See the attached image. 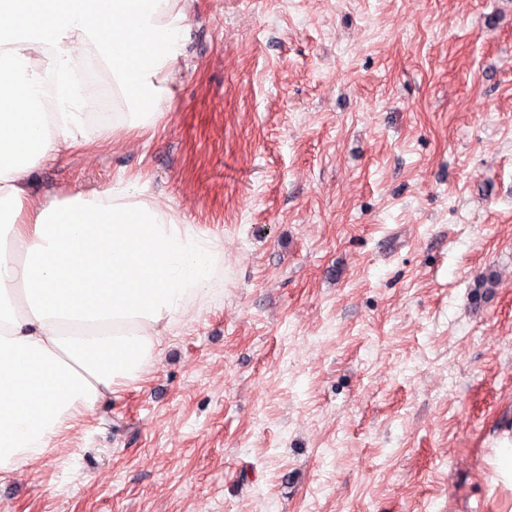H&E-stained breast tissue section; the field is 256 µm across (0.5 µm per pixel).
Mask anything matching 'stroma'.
Instances as JSON below:
<instances>
[{"label": "stroma", "mask_w": 512, "mask_h": 512, "mask_svg": "<svg viewBox=\"0 0 512 512\" xmlns=\"http://www.w3.org/2000/svg\"><path fill=\"white\" fill-rule=\"evenodd\" d=\"M169 88L30 193L142 190L224 298L0 512H512V0H195Z\"/></svg>", "instance_id": "stroma-1"}]
</instances>
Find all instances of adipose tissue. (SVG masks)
Masks as SVG:
<instances>
[{"label":"adipose tissue","instance_id":"ef3b65f1","mask_svg":"<svg viewBox=\"0 0 512 512\" xmlns=\"http://www.w3.org/2000/svg\"><path fill=\"white\" fill-rule=\"evenodd\" d=\"M188 0H0V473L54 454L112 393L143 380L167 333L220 303L224 245L126 189L36 200L35 167L153 124ZM125 93L119 124L75 77Z\"/></svg>","mask_w":512,"mask_h":512}]
</instances>
